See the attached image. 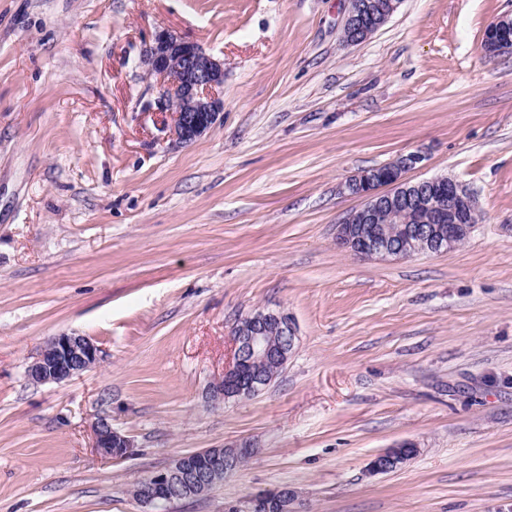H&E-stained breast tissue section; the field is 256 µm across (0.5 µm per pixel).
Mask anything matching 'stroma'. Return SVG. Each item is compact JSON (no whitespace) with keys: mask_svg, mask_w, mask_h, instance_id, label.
<instances>
[{"mask_svg":"<svg viewBox=\"0 0 512 512\" xmlns=\"http://www.w3.org/2000/svg\"><path fill=\"white\" fill-rule=\"evenodd\" d=\"M345 0H0V512H147L178 456L251 443L209 493L225 512L297 489L304 512H512V0H400L344 44ZM224 62V121L175 143L142 62L159 28ZM413 152L478 222L450 252L336 244L342 184ZM298 328L261 394L220 406L238 319ZM62 333L98 364L33 385ZM109 418L133 455L100 456ZM418 451L370 474L398 443ZM483 41L489 55L512 50V16L504 15L491 22L485 30Z\"/></svg>","mask_w":512,"mask_h":512,"instance_id":"35a3bbf8","label":"stroma"}]
</instances>
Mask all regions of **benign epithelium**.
<instances>
[{
  "mask_svg": "<svg viewBox=\"0 0 512 512\" xmlns=\"http://www.w3.org/2000/svg\"><path fill=\"white\" fill-rule=\"evenodd\" d=\"M398 0H347L342 32L345 43L358 44L373 35L393 14ZM484 48L490 55L512 50V16L491 22L484 33ZM149 74L160 88L157 111L174 122L181 143H189L224 119V101L214 90L224 84V62L193 42L171 31L158 30L144 55ZM424 160L410 153L384 166L361 170L345 185L352 195L363 199L338 226L339 245L365 258L400 259L419 253L455 249L472 232L471 216L477 213L474 196L457 181L434 177L416 182L406 174ZM388 217L399 225L398 235L387 234L381 224ZM298 339L293 318L281 309L262 308L239 318L232 331L233 354L224 373L209 390L212 402L249 398L268 386L258 364H286ZM100 359L98 346L75 333L54 336L43 346L25 371L31 384L66 382L82 375ZM93 447L103 456L123 459L133 452L134 443L99 418L93 427ZM415 448L402 442L377 455L369 472L384 473L400 467L406 452ZM252 451L247 442L230 451L207 448L177 457L166 469L140 480L137 500L154 508L174 498L192 496L200 487H215L227 473L239 466L242 454ZM301 512L296 491L281 488L258 492L231 505L227 512Z\"/></svg>",
  "mask_w": 512,
  "mask_h": 512,
  "instance_id": "1",
  "label": "benign epithelium"
}]
</instances>
